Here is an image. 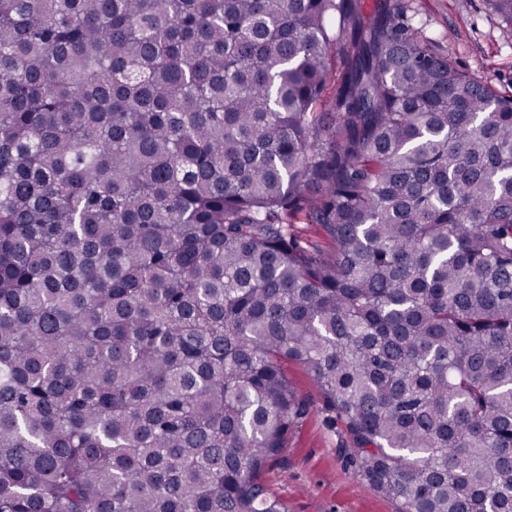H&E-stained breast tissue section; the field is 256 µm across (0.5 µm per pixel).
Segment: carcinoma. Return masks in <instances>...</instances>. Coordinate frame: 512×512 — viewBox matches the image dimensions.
Masks as SVG:
<instances>
[{"instance_id": "1", "label": "carcinoma", "mask_w": 512, "mask_h": 512, "mask_svg": "<svg viewBox=\"0 0 512 512\" xmlns=\"http://www.w3.org/2000/svg\"><path fill=\"white\" fill-rule=\"evenodd\" d=\"M290 361L401 512H512V98L403 0H0V512H288Z\"/></svg>"}]
</instances>
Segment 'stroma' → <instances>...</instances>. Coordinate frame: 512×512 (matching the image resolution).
Here are the masks:
<instances>
[{
    "instance_id": "1",
    "label": "stroma",
    "mask_w": 512,
    "mask_h": 512,
    "mask_svg": "<svg viewBox=\"0 0 512 512\" xmlns=\"http://www.w3.org/2000/svg\"><path fill=\"white\" fill-rule=\"evenodd\" d=\"M416 25L439 50L471 76L512 96V31L489 12L485 0H406ZM289 382L309 410L289 432L283 453L264 474L287 500L290 512H400L399 502L365 486L342 447L313 374L299 363L286 367Z\"/></svg>"
}]
</instances>
